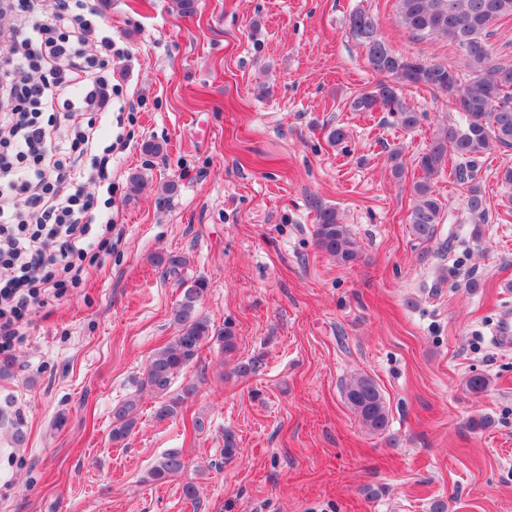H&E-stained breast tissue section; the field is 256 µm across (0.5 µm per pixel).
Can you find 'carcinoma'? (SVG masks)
Segmentation results:
<instances>
[{
  "label": "carcinoma",
  "mask_w": 512,
  "mask_h": 512,
  "mask_svg": "<svg viewBox=\"0 0 512 512\" xmlns=\"http://www.w3.org/2000/svg\"><path fill=\"white\" fill-rule=\"evenodd\" d=\"M399 22L415 35H441L456 44L472 78L461 83L458 73L440 63L418 57L393 53L377 37L375 19L366 13L350 18V28L364 39L371 68L393 82H378L372 89L355 96L350 106L357 112L382 110L391 113L399 126L412 129L420 122L419 113L400 99V86H423L448 95L463 115L459 124H442L426 151L417 158L423 176L412 186L414 204L408 215L412 235L427 242L437 234L444 207L435 195L431 177L456 158L454 176L462 184L473 180L479 159L494 146L512 148V65L492 63L491 27L500 19L512 17V0H397ZM467 210L473 223L485 220L484 196L474 184L469 186ZM314 237L317 247L328 257L343 265L360 259V248L346 225L340 223L331 208L317 210ZM165 273L177 276L186 266V257L170 255L158 258ZM180 299L173 309L172 320L177 334L158 348L147 362L141 387L147 389L157 403L153 416L158 422L176 420L198 389L194 380H187L177 392L172 385L188 366L200 358L204 345L215 339L220 342L225 359L235 357L239 341L233 323L214 330L200 316L197 306L207 291L203 279H178ZM261 357H252L234 365V373L246 377L258 372ZM344 398L363 426L381 432L389 423V410L378 384L367 375L350 378L343 385ZM139 395H130L112 408L111 440L125 441L138 423ZM222 454L231 460L241 453L236 434L224 430ZM187 468L182 450L170 449L158 457L148 471L147 481L166 483L181 476Z\"/></svg>",
  "instance_id": "obj_1"
}]
</instances>
